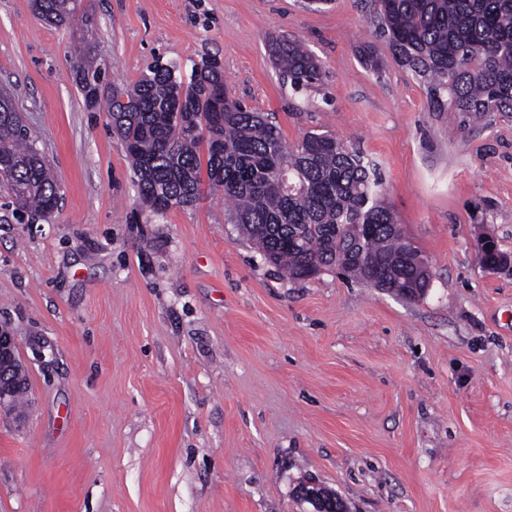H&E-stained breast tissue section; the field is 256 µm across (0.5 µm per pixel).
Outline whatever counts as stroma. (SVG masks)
<instances>
[{
  "label": "stroma",
  "instance_id": "35a3bbf8",
  "mask_svg": "<svg viewBox=\"0 0 512 512\" xmlns=\"http://www.w3.org/2000/svg\"><path fill=\"white\" fill-rule=\"evenodd\" d=\"M65 26L0 0L7 91L61 199L0 207V322L29 390L0 413V512H300L311 477L351 512H512V113L432 112L374 34L371 0H82ZM323 66L293 92L270 44ZM382 65L372 73L361 53ZM106 77L220 59L228 91L288 145L329 130L377 164L422 298L327 271L283 277L203 192L154 214L124 143L88 108L85 51Z\"/></svg>",
  "mask_w": 512,
  "mask_h": 512
}]
</instances>
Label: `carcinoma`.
I'll use <instances>...</instances> for the list:
<instances>
[{
    "mask_svg": "<svg viewBox=\"0 0 512 512\" xmlns=\"http://www.w3.org/2000/svg\"><path fill=\"white\" fill-rule=\"evenodd\" d=\"M376 35L426 92L431 112L464 116L512 112V0H374ZM71 0H40L52 24L73 19ZM272 55L294 91L322 79L316 59L295 42L276 41ZM106 69L85 64L79 87L90 108L105 106L124 142L142 202L163 215L192 205L203 184L224 193L228 220L264 259L290 279L310 266L356 280L376 277L404 298L425 294L431 273L385 203L382 182L363 155L328 131L289 147L280 127L233 98L214 56L180 67L155 59L133 84H108ZM206 151L207 158L201 157ZM0 194L18 214L45 218L60 187L34 147L12 99L0 93ZM21 360L9 375L27 390Z\"/></svg>",
    "mask_w": 512,
    "mask_h": 512,
    "instance_id": "carcinoma-1",
    "label": "carcinoma"
}]
</instances>
